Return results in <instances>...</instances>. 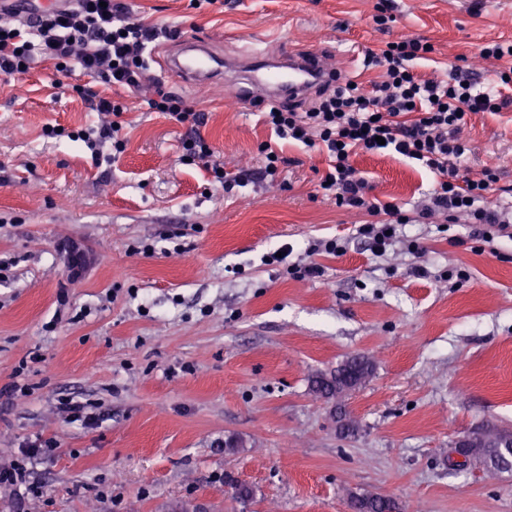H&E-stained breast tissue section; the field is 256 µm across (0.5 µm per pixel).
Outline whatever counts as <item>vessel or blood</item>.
Masks as SVG:
<instances>
[{"instance_id":"1","label":"vessel or blood","mask_w":512,"mask_h":512,"mask_svg":"<svg viewBox=\"0 0 512 512\" xmlns=\"http://www.w3.org/2000/svg\"><path fill=\"white\" fill-rule=\"evenodd\" d=\"M184 52L197 53V63L185 65L180 57H172L169 68L179 77L189 80H213L224 78L232 84L235 95L244 104L254 101L276 102L288 98L301 99L311 95L319 85L330 81L334 67L319 51L283 55L279 63H271L263 54L240 59L231 74H223L222 63L209 46L200 42H188Z\"/></svg>"}]
</instances>
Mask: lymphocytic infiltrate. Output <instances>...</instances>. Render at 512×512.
<instances>
[{
  "label": "lymphocytic infiltrate",
  "instance_id": "obj_1",
  "mask_svg": "<svg viewBox=\"0 0 512 512\" xmlns=\"http://www.w3.org/2000/svg\"><path fill=\"white\" fill-rule=\"evenodd\" d=\"M17 12L13 0H0V74L18 79L49 61L61 75L78 71L89 76V83L72 85V93L87 101L92 111L112 116L110 122L75 133L95 165L111 163L127 145L123 129L128 105L123 98L101 95L100 87H117L133 95L149 86V109L185 129L179 141L183 164L205 165L228 194L255 178L281 182L289 160L271 142L257 147L262 158L258 171L226 169L215 146L200 132L204 113L152 80L153 43L161 38L181 40L180 26L134 20L125 0H59L45 14H33L15 25L10 17ZM479 53L486 60L506 61V68L497 73L498 87L478 86L460 66L440 77L420 76L416 63L428 59L430 51L424 39L406 37L365 49L364 67L381 70L372 87L346 76L320 90L305 110L274 106L264 113L263 122L276 138L326 153L327 168L318 179V191L334 199L338 208L363 215L356 233L370 241L375 257L386 254L399 226L426 224L436 217L446 224L466 219L490 248L497 238L512 235V200L497 196V166L485 165L474 177L461 166L469 151L462 137L468 115L500 111L504 100L499 88L512 83V44H486ZM364 153L395 154L429 170L435 186L428 200L413 211L401 202L378 200L353 166L354 157ZM56 448L51 440L29 442L20 460L0 468V487L16 493L29 488L27 461L48 456Z\"/></svg>",
  "mask_w": 512,
  "mask_h": 512
}]
</instances>
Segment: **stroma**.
Returning <instances> with one entry per match:
<instances>
[{"instance_id": "obj_1", "label": "stroma", "mask_w": 512, "mask_h": 512, "mask_svg": "<svg viewBox=\"0 0 512 512\" xmlns=\"http://www.w3.org/2000/svg\"><path fill=\"white\" fill-rule=\"evenodd\" d=\"M376 0H128L137 18L181 25L220 58L318 49L364 85L360 54L404 36L431 42L429 78L461 64L496 79L481 46L512 41V0H396L378 30ZM179 44H160L149 73L205 113L200 132L226 168L256 169L272 136L224 83L177 78ZM79 73L51 64L23 81L0 75V466L28 440H57L29 462L24 503L0 512H353L352 494L392 496L406 512H512V471L487 480L451 470L459 440L491 426L512 432V239L484 249L469 224H408L385 258L354 232L358 213L316 193L325 157L285 141L284 184L232 194L179 160L183 129L129 97L126 150L95 166L81 140L50 138L101 121L74 96ZM505 108L468 117L465 167L496 163L512 186V89ZM355 168L379 200L408 207L434 187L427 169L361 154ZM338 239L342 254H308ZM417 241L419 254L407 253ZM322 277L295 280L267 252ZM365 356L369 379L336 424V401L312 376ZM29 395L9 398L12 383ZM98 423L66 419L61 399ZM242 438L236 453L225 437ZM250 487L241 502L233 483ZM277 252H281V257L277 256ZM293 253V247L286 243L276 248L275 250L267 253L263 256L264 264L272 265V264H287L286 270L289 275H292L293 278L296 279H306V278H319L323 276V270L321 266L317 264H305L303 266L296 265L295 263L290 264L287 263L288 258Z\"/></svg>"}]
</instances>
